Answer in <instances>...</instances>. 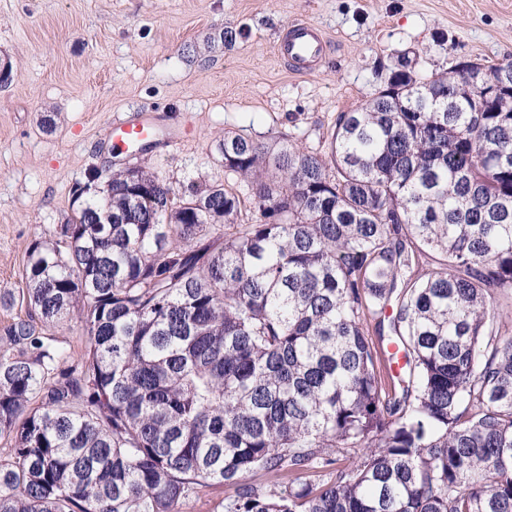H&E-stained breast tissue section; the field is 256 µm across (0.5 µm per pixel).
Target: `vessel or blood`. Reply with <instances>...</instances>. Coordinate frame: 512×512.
Wrapping results in <instances>:
<instances>
[{
	"label": "vessel or blood",
	"mask_w": 512,
	"mask_h": 512,
	"mask_svg": "<svg viewBox=\"0 0 512 512\" xmlns=\"http://www.w3.org/2000/svg\"><path fill=\"white\" fill-rule=\"evenodd\" d=\"M329 41L323 31L309 21L292 22L274 45L277 57L297 72H312L321 65ZM159 138V127L149 114L122 120L112 125V147L127 152L132 145L153 142Z\"/></svg>",
	"instance_id": "1"
}]
</instances>
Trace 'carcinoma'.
I'll use <instances>...</instances> for the list:
<instances>
[{
    "label": "carcinoma",
    "mask_w": 512,
    "mask_h": 512,
    "mask_svg": "<svg viewBox=\"0 0 512 512\" xmlns=\"http://www.w3.org/2000/svg\"><path fill=\"white\" fill-rule=\"evenodd\" d=\"M377 77L320 150L224 133L246 193L87 170L0 328V512H512V87ZM52 331L62 341H65L75 354H80L83 351L86 339L85 330L83 324L76 317L64 322ZM232 490L219 484H206L197 489L196 494L187 501L182 512H224L222 502Z\"/></svg>",
    "instance_id": "1"
}]
</instances>
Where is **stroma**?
Returning a JSON list of instances; mask_svg holds the SVG:
<instances>
[{"label": "stroma", "mask_w": 512, "mask_h": 512, "mask_svg": "<svg viewBox=\"0 0 512 512\" xmlns=\"http://www.w3.org/2000/svg\"><path fill=\"white\" fill-rule=\"evenodd\" d=\"M295 20L330 39L314 72L274 54ZM404 56L425 78L466 60L512 61V0H0V60L12 65L0 87V294L13 298L0 327L26 310L30 240L70 215L86 169L145 161L182 191L224 182L225 132L281 129L318 147L337 113L378 89L376 70ZM142 108L182 132L180 144L115 153L113 121Z\"/></svg>", "instance_id": "35a3bbf8"}]
</instances>
